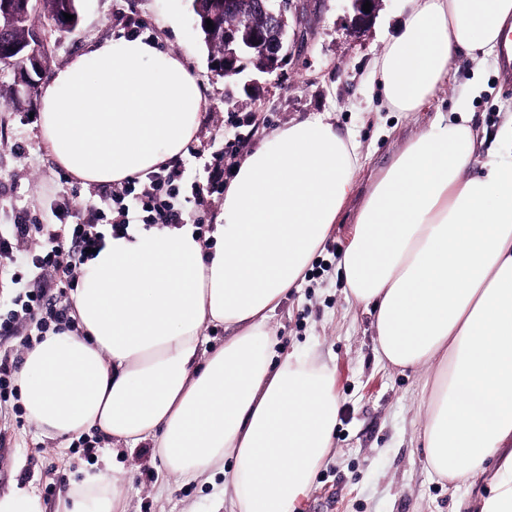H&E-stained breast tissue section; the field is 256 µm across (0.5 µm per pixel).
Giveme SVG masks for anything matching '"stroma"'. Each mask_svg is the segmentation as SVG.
Listing matches in <instances>:
<instances>
[{
	"mask_svg": "<svg viewBox=\"0 0 512 512\" xmlns=\"http://www.w3.org/2000/svg\"><path fill=\"white\" fill-rule=\"evenodd\" d=\"M77 9L74 30L47 32V68L63 65L94 41L128 34L129 21L135 18L144 26L143 36L161 50L182 55L198 76L204 111L182 158V195L187 211L206 224L216 223L224 204L208 184L216 158L242 162L272 132L315 115L325 116L359 145L357 194L313 257L299 290L269 320L282 347L305 351L334 372L341 404L333 455L317 471L295 512H317L325 501L332 504L330 512H476L488 479L453 488L425 468L418 437L424 372L379 360L372 318L347 300L333 252L349 243L374 178L436 116L456 110L471 114L478 132L477 160L492 152L512 154V144L499 137L512 114V65L493 55L476 58L459 51L448 78L420 111L396 112L383 100L374 65L400 32L407 0H380L371 20L360 28L351 0H292L287 65L271 75L250 65L229 79L210 70L191 0H78ZM17 86L16 71L0 66V224L14 223L27 213L52 217L74 197L97 203L95 185L84 184L56 163L30 107L6 101ZM231 115L236 124L228 123ZM90 438L95 442L90 454L76 440L68 448L57 447L17 400L0 406V493L34 487L45 512H55L70 485L107 452V442L98 433ZM116 464L130 483L128 512H232V502L213 503L224 484L223 473L209 482H179L162 491L157 484L160 463L151 449L124 452Z\"/></svg>",
	"mask_w": 512,
	"mask_h": 512,
	"instance_id": "35a3bbf8",
	"label": "stroma"
}]
</instances>
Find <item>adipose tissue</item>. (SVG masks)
Returning <instances> with one entry per match:
<instances>
[{
	"label": "adipose tissue",
	"mask_w": 512,
	"mask_h": 512,
	"mask_svg": "<svg viewBox=\"0 0 512 512\" xmlns=\"http://www.w3.org/2000/svg\"><path fill=\"white\" fill-rule=\"evenodd\" d=\"M376 61L387 106L419 111L459 50L493 54L512 0H408ZM179 56L129 34L97 41L38 91L42 139L94 184L182 156L202 118ZM468 113L438 120L375 179L339 266L374 317L380 360L423 385V459L455 483L491 474L480 512H512V160L474 163ZM358 145L320 117L276 130L237 168L212 242L188 226L107 237L72 296L76 329L48 333L16 374L27 417L66 444L90 431L151 449L165 477L222 469L236 512H292L333 448L335 374L278 349L271 314L299 288L356 191ZM223 325L213 347L204 329ZM93 467L57 512H125Z\"/></svg>",
	"instance_id": "obj_1"
}]
</instances>
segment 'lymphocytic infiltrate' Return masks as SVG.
<instances>
[{"label": "lymphocytic infiltrate", "mask_w": 512, "mask_h": 512, "mask_svg": "<svg viewBox=\"0 0 512 512\" xmlns=\"http://www.w3.org/2000/svg\"><path fill=\"white\" fill-rule=\"evenodd\" d=\"M182 178L181 165L168 162L122 188L101 187L98 205L77 223L47 224L24 216L0 224V287L9 291L0 301V339L15 337L27 347L47 332L74 328L69 293L79 284L90 250L102 249L107 236L127 234L138 222L160 228L182 224ZM30 237L38 240L36 249L19 251L18 243Z\"/></svg>", "instance_id": "obj_1"}]
</instances>
